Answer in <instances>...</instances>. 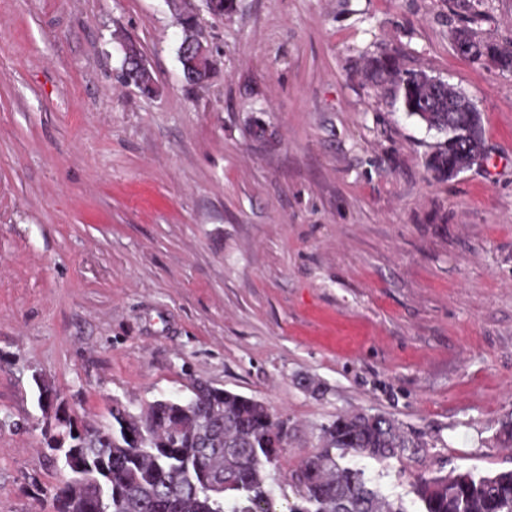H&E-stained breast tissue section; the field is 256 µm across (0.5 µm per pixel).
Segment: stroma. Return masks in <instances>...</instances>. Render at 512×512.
I'll use <instances>...</instances> for the list:
<instances>
[{
    "instance_id": "obj_1",
    "label": "stroma",
    "mask_w": 512,
    "mask_h": 512,
    "mask_svg": "<svg viewBox=\"0 0 512 512\" xmlns=\"http://www.w3.org/2000/svg\"><path fill=\"white\" fill-rule=\"evenodd\" d=\"M189 84L166 0H0V512H55L67 475L38 383L87 426L205 381L263 402L291 475L340 414L416 452L347 457L417 512L420 475L512 469V0H234L200 12ZM157 90L125 85L126 43ZM397 55L461 90L484 158L448 180L444 134L366 80ZM454 38L460 39L461 42L472 43L473 45L479 46L485 50L484 51V50L473 49V48L469 49L468 47L464 46L463 49L470 51V52H468V57L475 59V60L488 59L492 62L490 54H489V53H491L494 58H498L502 69H507V70L512 69V52L511 51L509 52V51H505V50H500L499 48H497L496 46H494L492 44L483 42L482 40L477 38L476 34L472 30H470L468 28L459 29L454 33Z\"/></svg>"
}]
</instances>
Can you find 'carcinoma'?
<instances>
[{
	"label": "carcinoma",
	"instance_id": "cac0c4a2",
	"mask_svg": "<svg viewBox=\"0 0 512 512\" xmlns=\"http://www.w3.org/2000/svg\"><path fill=\"white\" fill-rule=\"evenodd\" d=\"M173 14L182 30L178 59L186 81L209 78L211 66L197 39L194 0H174ZM454 37L479 46L512 69V52L478 39L468 29ZM143 58L134 44L124 48L125 69L141 92L155 91L153 74L138 68ZM423 72L403 69L396 57L383 55L369 67L370 79L388 86L404 112L447 135L425 159L428 171L448 179V166L468 167L483 158L479 113L448 111V89L429 86ZM185 405L162 397L134 412L114 400L112 422L84 427L68 435L80 454L112 472L110 512H278L277 493L266 467L273 443L286 436L288 419L254 399L224 392L198 381ZM324 447L307 456L294 475L299 501L289 512H407L401 503L382 497L362 474L339 462L346 453L384 460L419 444L392 418L382 414L339 415L321 429ZM341 451L337 455L334 450ZM224 474V493L205 492L201 476ZM68 483L55 493L56 512H102L95 492L67 499ZM414 491L422 512H512V470L480 475L470 471L421 476Z\"/></svg>",
	"mask_w": 512,
	"mask_h": 512
}]
</instances>
